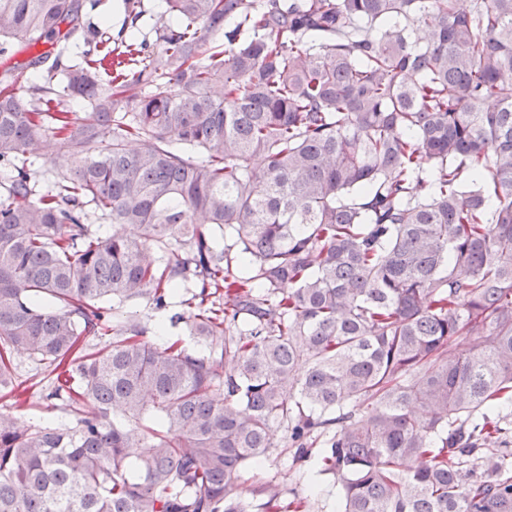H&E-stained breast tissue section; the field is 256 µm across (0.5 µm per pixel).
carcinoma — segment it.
Instances as JSON below:
<instances>
[{
	"label": "carcinoma",
	"instance_id": "obj_1",
	"mask_svg": "<svg viewBox=\"0 0 512 512\" xmlns=\"http://www.w3.org/2000/svg\"><path fill=\"white\" fill-rule=\"evenodd\" d=\"M141 2L0 0L59 46L0 81V512H249L275 424L336 512H512V0ZM181 288L197 352L107 316ZM48 160L52 161L44 166L42 162L36 163L35 168L37 169V177L40 182L43 180V173L45 169L53 167L54 170H66L70 166V158L66 148L62 145L61 141L53 138L50 140L46 149ZM43 386V387H42ZM50 382L45 381L42 385L36 386L31 392H34L33 397L30 399V405L25 411L27 418L34 420H45V421H64L67 420L68 415L59 410L47 408L46 406L51 403H59L57 400L46 401L43 400L42 396L47 394L50 390ZM43 389V390H42Z\"/></svg>",
	"mask_w": 512,
	"mask_h": 512
}]
</instances>
